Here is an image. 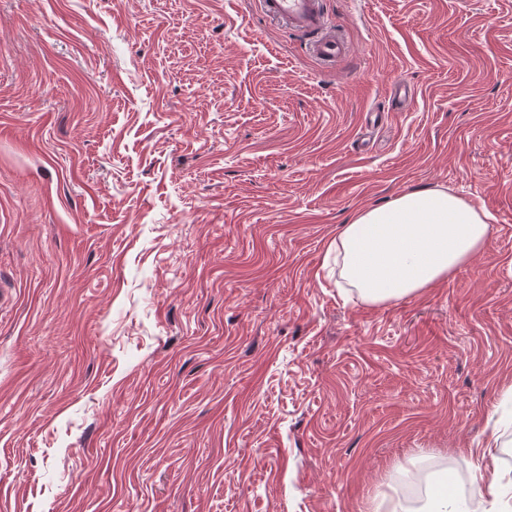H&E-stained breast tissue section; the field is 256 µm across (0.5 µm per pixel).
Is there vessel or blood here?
Returning a JSON list of instances; mask_svg holds the SVG:
<instances>
[{
	"mask_svg": "<svg viewBox=\"0 0 512 512\" xmlns=\"http://www.w3.org/2000/svg\"><path fill=\"white\" fill-rule=\"evenodd\" d=\"M262 13L285 22L295 34L304 36L309 53L333 65L350 55L348 43L328 19L325 0H258Z\"/></svg>",
	"mask_w": 512,
	"mask_h": 512,
	"instance_id": "1",
	"label": "vessel or blood"
}]
</instances>
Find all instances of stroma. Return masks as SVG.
I'll list each match as a JSON object with an SVG mask.
<instances>
[{
  "mask_svg": "<svg viewBox=\"0 0 512 512\" xmlns=\"http://www.w3.org/2000/svg\"><path fill=\"white\" fill-rule=\"evenodd\" d=\"M0 0V512H393L512 472V0ZM413 99L388 98L394 78ZM485 249L381 304L325 265L418 189ZM262 13L306 37L308 52L326 65L350 55L348 43L328 19L324 0H258Z\"/></svg>",
  "mask_w": 512,
  "mask_h": 512,
  "instance_id": "35a3bbf8",
  "label": "stroma"
}]
</instances>
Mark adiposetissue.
I'll list each match as a JSON object with an SVG mask.
<instances>
[{"mask_svg": "<svg viewBox=\"0 0 512 512\" xmlns=\"http://www.w3.org/2000/svg\"><path fill=\"white\" fill-rule=\"evenodd\" d=\"M488 232L485 214L474 205L449 190L428 189L359 211L340 225L327 252L338 287L379 304L446 280L483 249ZM423 512H512V476L475 482L459 498L432 492Z\"/></svg>", "mask_w": 512, "mask_h": 512, "instance_id": "adipose-tissue-1", "label": "adipose tissue"}]
</instances>
